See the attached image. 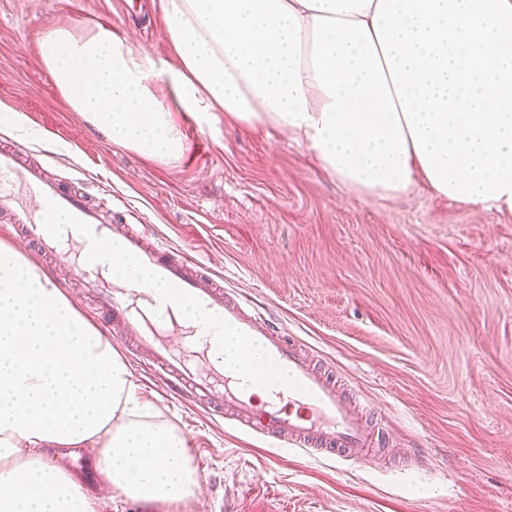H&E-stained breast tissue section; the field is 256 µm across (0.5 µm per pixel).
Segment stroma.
Returning <instances> with one entry per match:
<instances>
[{
	"label": "stroma",
	"instance_id": "stroma-1",
	"mask_svg": "<svg viewBox=\"0 0 512 512\" xmlns=\"http://www.w3.org/2000/svg\"><path fill=\"white\" fill-rule=\"evenodd\" d=\"M0 0V142L45 158L97 201L121 199L116 224H146L196 254L224 287L311 349L375 407L400 450L386 467L336 464L260 439L201 408L153 403L199 450L201 504L135 506L103 481L93 453L56 461L84 481L101 512H512V211L472 209L434 195L366 200L321 169L304 143L243 129L212 112L180 113L187 148L149 160L109 142L73 112L46 69L52 28H112L155 68L175 65L160 0ZM17 247L98 313L77 279L55 267L0 215Z\"/></svg>",
	"mask_w": 512,
	"mask_h": 512
}]
</instances>
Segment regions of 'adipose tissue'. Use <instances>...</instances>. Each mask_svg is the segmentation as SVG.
Returning a JSON list of instances; mask_svg holds the SVG:
<instances>
[{
	"mask_svg": "<svg viewBox=\"0 0 512 512\" xmlns=\"http://www.w3.org/2000/svg\"><path fill=\"white\" fill-rule=\"evenodd\" d=\"M162 2L173 68L148 69L107 26L43 38L60 94L112 143L174 160L177 113L221 112L303 141L358 196L406 194L419 174L457 204L512 211V0ZM61 448L95 452L127 499L197 498L182 431L72 297L1 242L0 512H98L50 462Z\"/></svg>",
	"mask_w": 512,
	"mask_h": 512,
	"instance_id": "1",
	"label": "adipose tissue"
}]
</instances>
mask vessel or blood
Returning a JSON list of instances; mask_svg holds the SVG:
<instances>
[{"label":"vessel or blood","mask_w":512,"mask_h":512,"mask_svg":"<svg viewBox=\"0 0 512 512\" xmlns=\"http://www.w3.org/2000/svg\"><path fill=\"white\" fill-rule=\"evenodd\" d=\"M0 213L41 253L53 255L74 274L105 313L111 333L130 342L150 373L163 377L170 398L191 401L250 436L312 456L369 465L386 461L391 439L383 428L365 422L366 407L310 357L300 339L225 291L192 252L159 234L105 223L82 193L21 164L12 150H0ZM58 213L68 219L63 238L50 223ZM115 237L122 243V257L147 274L150 287L112 280L94 260L95 248ZM157 283L165 293L154 291ZM185 301L239 336L247 348L259 350L266 364L287 374V385L259 397L262 380L254 368H227L214 359L209 336L182 321Z\"/></svg>","instance_id":"obj_1"}]
</instances>
